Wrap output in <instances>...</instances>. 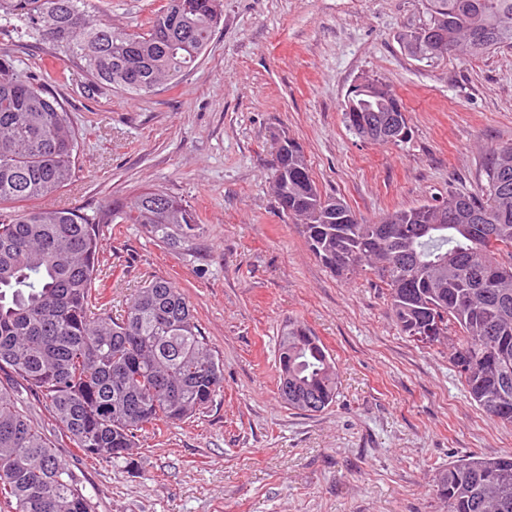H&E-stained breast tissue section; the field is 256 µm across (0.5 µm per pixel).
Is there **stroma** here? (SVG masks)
Returning <instances> with one entry per match:
<instances>
[{
  "label": "stroma",
  "mask_w": 512,
  "mask_h": 512,
  "mask_svg": "<svg viewBox=\"0 0 512 512\" xmlns=\"http://www.w3.org/2000/svg\"><path fill=\"white\" fill-rule=\"evenodd\" d=\"M165 0H103L101 19L147 29ZM425 0H224L190 72L145 95L82 91L78 60L47 87L81 134L73 181L44 198L87 212L159 188L185 200L204 233L190 249L136 224L100 225L95 288L119 316L138 288L169 278L224 363V389L191 422L145 432L133 464L82 458L54 442L94 512H447L438 472L457 457L512 451L446 347L396 328L371 277L342 280L279 208L273 136L302 147L323 193L364 220L477 192L493 149L512 146V49L434 60L405 37ZM377 78L403 99L399 144L356 137L349 87ZM299 322L333 355L335 404L310 415L277 392L278 344Z\"/></svg>",
  "instance_id": "35a3bbf8"
}]
</instances>
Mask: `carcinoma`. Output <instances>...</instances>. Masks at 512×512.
Here are the masks:
<instances>
[{
	"label": "carcinoma",
	"mask_w": 512,
	"mask_h": 512,
	"mask_svg": "<svg viewBox=\"0 0 512 512\" xmlns=\"http://www.w3.org/2000/svg\"><path fill=\"white\" fill-rule=\"evenodd\" d=\"M443 48L422 41L423 59L512 48V0H427ZM95 0H0V32L52 44L51 57L82 63L85 93L147 94L177 79L206 51L223 0H166L145 31L94 18ZM42 78L17 68L0 45V370L41 395L47 425L84 456L131 463L142 432L185 423L224 387V363L198 329L189 298L153 278L124 315L98 317L93 288L98 226L138 224L172 246L200 234L184 200L149 189L88 214L36 201L72 181L78 134ZM403 100L378 79L346 95L344 119L363 140ZM273 184L280 208L298 217L312 254L336 277L368 270L397 329L424 348L448 345L471 398L493 422L512 424V147L493 152L485 184L438 203L362 220L312 178L298 142L274 136ZM455 207L460 223H439ZM279 393L288 408L324 411L336 401L332 355L310 329L290 323L278 351ZM448 512H512V452L468 454L436 479ZM0 512H93L73 469L0 385Z\"/></svg>",
	"instance_id": "carcinoma-1"
}]
</instances>
